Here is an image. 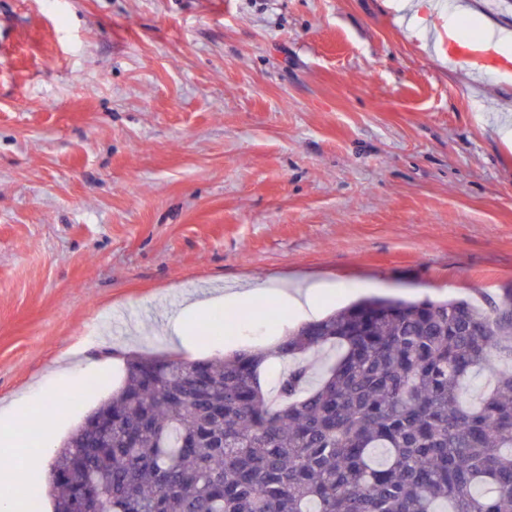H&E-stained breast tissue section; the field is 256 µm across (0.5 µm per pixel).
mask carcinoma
Returning a JSON list of instances; mask_svg holds the SVG:
<instances>
[{"mask_svg": "<svg viewBox=\"0 0 512 512\" xmlns=\"http://www.w3.org/2000/svg\"><path fill=\"white\" fill-rule=\"evenodd\" d=\"M334 347L318 382L303 355ZM512 289L366 297L268 352L126 356L125 377L49 474L54 512H512ZM288 362L275 396L266 364ZM483 372L487 385L470 388Z\"/></svg>", "mask_w": 512, "mask_h": 512, "instance_id": "carcinoma-1", "label": "carcinoma"}]
</instances>
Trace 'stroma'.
<instances>
[{"mask_svg": "<svg viewBox=\"0 0 512 512\" xmlns=\"http://www.w3.org/2000/svg\"><path fill=\"white\" fill-rule=\"evenodd\" d=\"M448 0H0V404L100 370L18 438L52 451L245 282L486 303L512 288V83L449 66ZM189 359L303 322L227 306Z\"/></svg>", "mask_w": 512, "mask_h": 512, "instance_id": "obj_1", "label": "stroma"}]
</instances>
